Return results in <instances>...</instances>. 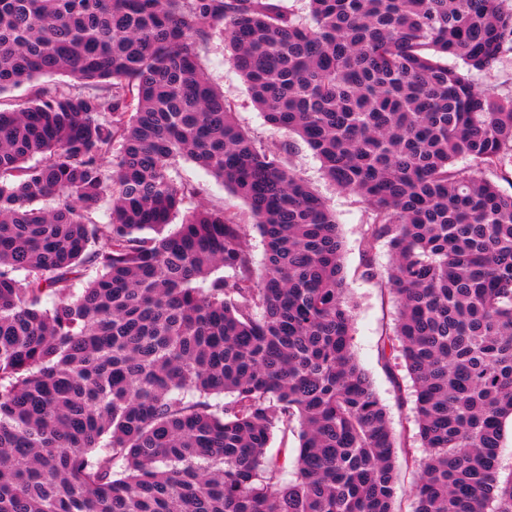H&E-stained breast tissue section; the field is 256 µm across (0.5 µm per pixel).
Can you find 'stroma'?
I'll use <instances>...</instances> for the list:
<instances>
[{"instance_id":"35a3bbf8","label":"stroma","mask_w":512,"mask_h":512,"mask_svg":"<svg viewBox=\"0 0 512 512\" xmlns=\"http://www.w3.org/2000/svg\"><path fill=\"white\" fill-rule=\"evenodd\" d=\"M203 66L212 85L233 101L236 119L241 126L272 149H279L287 143V133L267 124L263 112L253 103L246 84L226 60L221 41H213L204 51ZM293 163L325 199L339 225L346 283L354 304L353 349L356 358L386 406L395 431L413 435L415 425L412 408L399 405L391 379L380 358V338L392 329L397 317L396 302L385 288L381 276L382 270L391 261V253L385 243H378L373 258L379 275L375 278L366 277L363 231L370 221V214L364 204L357 196L338 189L327 180L319 159L309 149H302L294 157ZM175 173L203 187L201 204L220 201L227 210L245 212L246 204L242 199L193 162L179 160L175 165Z\"/></svg>"}]
</instances>
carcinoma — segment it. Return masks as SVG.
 <instances>
[{
  "label": "carcinoma",
  "instance_id": "carcinoma-1",
  "mask_svg": "<svg viewBox=\"0 0 512 512\" xmlns=\"http://www.w3.org/2000/svg\"><path fill=\"white\" fill-rule=\"evenodd\" d=\"M217 36L370 212L366 275L390 248L411 439L355 357L336 216L206 78ZM508 48L504 0H0V93L75 80L0 109V512H396L400 457L414 512H512V96L473 79ZM174 174L180 178L200 184L204 188V195L195 202V205H207L209 202L223 201L224 208L230 211L243 213L247 207L245 202L216 181L208 172L198 167L190 160L181 159L175 165Z\"/></svg>",
  "mask_w": 512,
  "mask_h": 512
}]
</instances>
